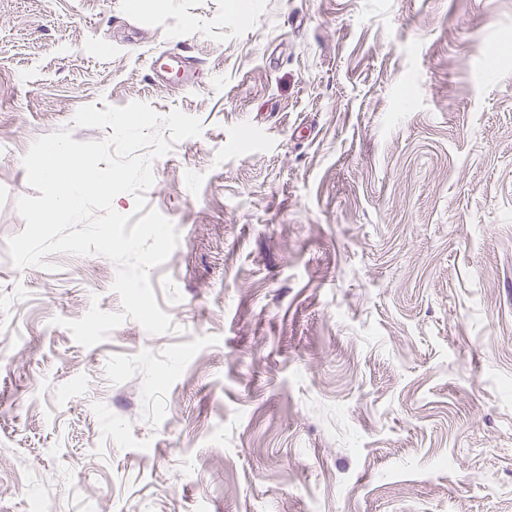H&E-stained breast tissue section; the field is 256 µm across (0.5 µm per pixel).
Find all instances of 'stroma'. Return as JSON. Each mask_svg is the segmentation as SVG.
<instances>
[{
  "mask_svg": "<svg viewBox=\"0 0 512 512\" xmlns=\"http://www.w3.org/2000/svg\"><path fill=\"white\" fill-rule=\"evenodd\" d=\"M252 3L0 0V512H512V0ZM133 101L201 125L145 193L173 328L85 348L116 267L13 265L22 158Z\"/></svg>",
  "mask_w": 512,
  "mask_h": 512,
  "instance_id": "1",
  "label": "stroma"
}]
</instances>
